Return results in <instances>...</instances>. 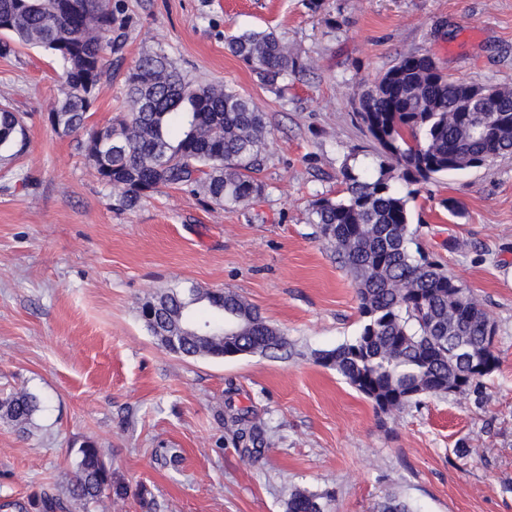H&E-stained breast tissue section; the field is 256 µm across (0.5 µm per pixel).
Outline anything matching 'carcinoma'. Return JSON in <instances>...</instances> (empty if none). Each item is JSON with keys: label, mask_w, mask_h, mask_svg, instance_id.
I'll use <instances>...</instances> for the list:
<instances>
[{"label": "carcinoma", "mask_w": 512, "mask_h": 512, "mask_svg": "<svg viewBox=\"0 0 512 512\" xmlns=\"http://www.w3.org/2000/svg\"><path fill=\"white\" fill-rule=\"evenodd\" d=\"M116 22L111 0H0V32L38 47L62 63V94L51 125L62 136L86 131L79 145L98 179L127 208L161 187L202 196L216 206H238L263 195L256 178L266 162L267 122L253 99L232 88L195 84L160 52L142 55L127 78L126 114L86 129L87 114L107 73L105 50ZM225 49L248 64L260 82L278 91L303 61L275 31L247 30L224 40ZM512 118V87L454 79L427 54H411L377 78L357 106L366 133L378 145L375 167L356 173L343 165L346 195L313 204L310 223L335 244L357 290L360 332L336 348L317 353L381 412L393 414L422 397L480 393L481 380L500 359L487 339L490 317L471 291L440 264L412 252L411 186L449 172L491 164L512 155V123L485 136L490 107ZM28 146L20 113L0 107V162ZM148 332L180 357H218L227 341L250 354L288 350V341L240 295L203 291L190 284L161 289L140 308ZM41 408L27 390L0 395V419L20 433ZM240 440L261 453V427L228 418ZM112 467L89 439L75 450L64 494L43 490L18 512H66L103 497H122ZM332 495L295 489L285 512H330ZM377 512H413L390 494Z\"/></svg>", "instance_id": "1"}]
</instances>
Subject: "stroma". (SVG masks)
Returning <instances> with one entry per match:
<instances>
[{"mask_svg":"<svg viewBox=\"0 0 512 512\" xmlns=\"http://www.w3.org/2000/svg\"><path fill=\"white\" fill-rule=\"evenodd\" d=\"M122 48L88 113H124L127 77L160 51L191 81L249 95L268 126L263 195L222 208L162 188L122 207L78 147L48 122L61 68L14 45L0 103L25 115L30 147L0 165V391L42 407L31 435L0 420V505L65 486L74 450L102 448L127 488L73 512H285L296 488L334 493L332 512H512V157L417 185L420 248L482 302L498 369L484 398H425L388 415L316 360L359 332L356 290L313 202L342 195L341 170L373 162L354 119L366 84L400 57L430 55L452 77L512 85V0H112ZM273 28L310 64L273 93L224 48ZM455 201L451 215L446 201ZM231 290L288 340V353L186 359L140 317L154 292ZM246 413L262 452L226 425ZM466 454H459V447ZM176 449L169 460L162 449Z\"/></svg>","mask_w":512,"mask_h":512,"instance_id":"obj_1","label":"stroma"}]
</instances>
